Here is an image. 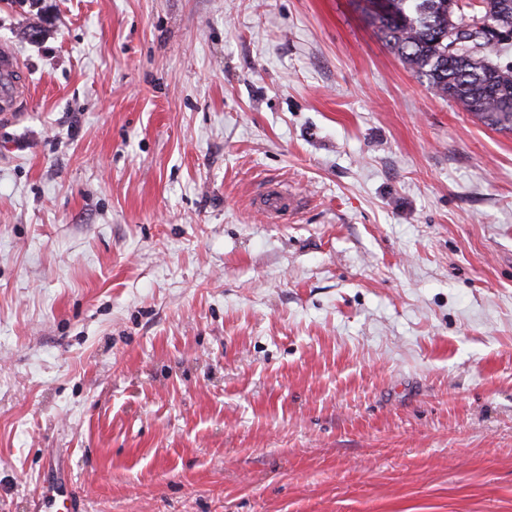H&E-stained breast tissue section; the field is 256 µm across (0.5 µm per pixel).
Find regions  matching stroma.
I'll return each instance as SVG.
<instances>
[{
    "mask_svg": "<svg viewBox=\"0 0 512 512\" xmlns=\"http://www.w3.org/2000/svg\"><path fill=\"white\" fill-rule=\"evenodd\" d=\"M363 7L0 0V512H512V132ZM16 61L13 52L2 50L0 53V112L1 116H10L24 93V86L13 79ZM291 205V195L275 183L266 185L259 198V210L269 221H276Z\"/></svg>",
    "mask_w": 512,
    "mask_h": 512,
    "instance_id": "obj_1",
    "label": "stroma"
}]
</instances>
